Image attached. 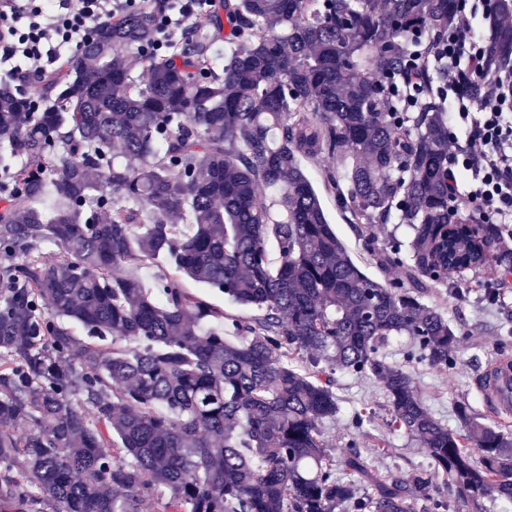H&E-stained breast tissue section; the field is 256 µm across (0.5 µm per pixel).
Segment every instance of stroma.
<instances>
[{
  "label": "stroma",
  "instance_id": "stroma-1",
  "mask_svg": "<svg viewBox=\"0 0 512 512\" xmlns=\"http://www.w3.org/2000/svg\"><path fill=\"white\" fill-rule=\"evenodd\" d=\"M303 165L320 196L329 223L353 259L369 277L378 281L383 280V273L369 260L365 241L370 238L378 244L384 242L392 230L391 225H374L369 236H361L354 225L349 223L346 213L337 206L335 190L325 185L324 171L335 167V159H307ZM485 277L486 274L482 271L468 273L469 293L456 294L454 287L447 285L436 288L432 297L433 302L439 305L461 334L456 366L448 370L425 363H415L408 368L423 394L425 406L435 417L453 429L458 426L455 405L460 400L467 401L473 412L483 420L494 422L498 419L497 414L486 405L482 387L476 384L475 378L485 369L490 359L499 355L498 340L500 336L512 332V318L502 315L497 306L483 300L476 290L477 281ZM336 396L340 411L334 420L326 422L323 426L325 437L330 444L336 447L344 446L354 433L351 424L353 413L366 407L375 412L377 420L363 426L365 435L360 441L362 452L373 456L372 443L376 437L382 435L388 436L391 443L388 456L375 458L376 467L383 471L405 472L429 467L430 460L423 449L409 445L403 436L387 435L380 418L388 409V398L381 385L340 374L336 377Z\"/></svg>",
  "mask_w": 512,
  "mask_h": 512
}]
</instances>
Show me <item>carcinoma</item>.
Wrapping results in <instances>:
<instances>
[{
    "label": "carcinoma",
    "mask_w": 512,
    "mask_h": 512,
    "mask_svg": "<svg viewBox=\"0 0 512 512\" xmlns=\"http://www.w3.org/2000/svg\"><path fill=\"white\" fill-rule=\"evenodd\" d=\"M164 7L101 22L34 89L0 88V512H512V431L464 401L449 429L382 356L406 336L407 361L453 368L431 290L487 270L496 305L512 274L500 225L449 204L448 114L427 94L380 106L458 0H224L156 55ZM496 8L500 67L512 0ZM325 157L352 223L405 227L367 243L402 278H370L328 224L302 167ZM161 258L149 285L126 272ZM187 278L262 317L224 316ZM338 372L382 385L387 431L431 472L325 442Z\"/></svg>",
    "instance_id": "obj_1"
}]
</instances>
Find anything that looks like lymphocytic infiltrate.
Instances as JSON below:
<instances>
[{
  "label": "lymphocytic infiltrate",
  "instance_id": "obj_1",
  "mask_svg": "<svg viewBox=\"0 0 512 512\" xmlns=\"http://www.w3.org/2000/svg\"><path fill=\"white\" fill-rule=\"evenodd\" d=\"M134 0H0V78H45L64 61L63 48L80 47L94 25L125 13ZM448 36L422 63L433 75L401 77L394 90L405 102L429 90L456 133L448 142L453 162L448 186L458 200L491 220L512 239V66L487 68L489 44L476 28L489 0H471ZM211 0H167L157 47L172 44Z\"/></svg>",
  "mask_w": 512,
  "mask_h": 512
}]
</instances>
